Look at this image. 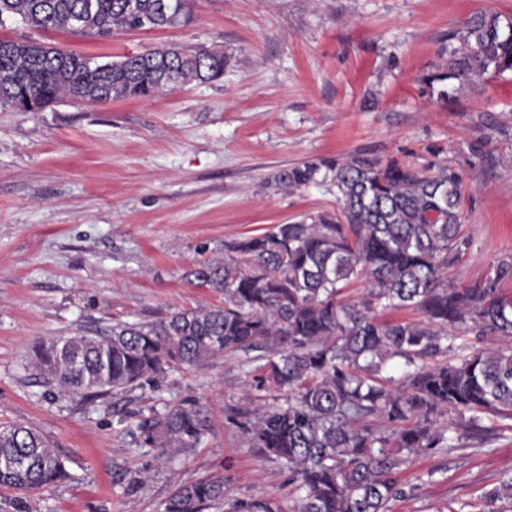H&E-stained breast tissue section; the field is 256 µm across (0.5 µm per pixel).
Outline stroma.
<instances>
[{
	"instance_id": "35a3bbf8",
	"label": "stroma",
	"mask_w": 512,
	"mask_h": 512,
	"mask_svg": "<svg viewBox=\"0 0 512 512\" xmlns=\"http://www.w3.org/2000/svg\"><path fill=\"white\" fill-rule=\"evenodd\" d=\"M479 10L512 15V0H193L188 25L107 37L0 24V37L115 60L170 43L227 57L219 79L150 99L0 109V423L44 432L72 475L22 498L0 490V512H158L177 485L220 475L228 496L292 506L287 470L224 420L255 395L244 353L91 399L45 383L31 352L44 337L220 303L189 273L225 240L335 210L325 185L276 187L290 165L365 151L452 167L471 245L447 281L494 278L512 300V276H496L512 256V75L445 101L421 81ZM184 400L207 405L212 429L172 462L126 433ZM400 480L413 492L390 512H512L485 500L512 480V434L413 457Z\"/></svg>"
}]
</instances>
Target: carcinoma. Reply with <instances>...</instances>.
Wrapping results in <instances>:
<instances>
[{
    "label": "carcinoma",
    "instance_id": "carcinoma-1",
    "mask_svg": "<svg viewBox=\"0 0 512 512\" xmlns=\"http://www.w3.org/2000/svg\"><path fill=\"white\" fill-rule=\"evenodd\" d=\"M41 31L80 25L106 37L114 29L186 25L190 0H0V22ZM444 62L423 77L429 94L448 97L491 75L512 74V16L478 11L448 33ZM94 55L46 45L37 58L20 40L0 37V106L26 90L45 103L64 99H147L224 74V51L169 44L127 55L112 75ZM278 187L327 182L337 211L277 224L224 241V258L190 272L199 287L224 295L208 308L152 322L119 323L91 335L38 341L48 383L105 397L156 383L171 369H196L226 354L258 351L256 388L280 392L226 409L247 446L288 470L292 512H388L408 497L399 476L414 455L480 447L512 432V353L485 345L512 338V303L495 282L460 290L444 281L469 247L460 235L461 179L453 168L426 171L382 162L367 152L297 163L273 176ZM369 288L347 295L357 281ZM410 308L417 320L382 321ZM495 413L502 423L484 424ZM211 418L183 401L138 422L137 441L162 459L197 447ZM64 457L41 431L0 426V488L29 494L68 480ZM224 477L178 485L159 512H282L272 497L229 499Z\"/></svg>",
    "mask_w": 512,
    "mask_h": 512
}]
</instances>
